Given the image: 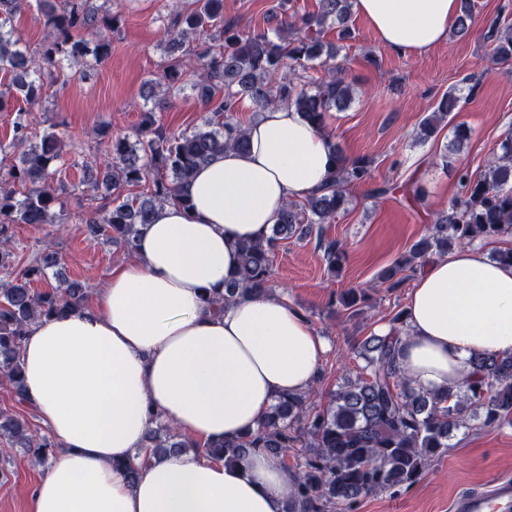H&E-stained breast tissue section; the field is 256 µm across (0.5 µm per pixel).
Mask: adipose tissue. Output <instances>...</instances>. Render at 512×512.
Masks as SVG:
<instances>
[{"instance_id":"obj_1","label":"adipose tissue","mask_w":512,"mask_h":512,"mask_svg":"<svg viewBox=\"0 0 512 512\" xmlns=\"http://www.w3.org/2000/svg\"><path fill=\"white\" fill-rule=\"evenodd\" d=\"M380 43L421 56L442 44L460 0H354ZM247 151L225 150L163 205L131 260L92 301L35 322L21 360L25 392L61 446L32 489L30 512H283L295 484L279 459L239 465L180 454L149 458L129 482L119 463L145 444L155 415L211 443L255 429L275 399L308 390L328 351L304 314L260 294L223 312L206 304L264 240L288 202L327 182L333 141L280 104L245 126ZM399 366L442 393L474 374L478 353L512 355V263L462 246L421 268L408 294Z\"/></svg>"}]
</instances>
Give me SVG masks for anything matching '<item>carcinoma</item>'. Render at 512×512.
I'll use <instances>...</instances> for the list:
<instances>
[{"label":"carcinoma","mask_w":512,"mask_h":512,"mask_svg":"<svg viewBox=\"0 0 512 512\" xmlns=\"http://www.w3.org/2000/svg\"><path fill=\"white\" fill-rule=\"evenodd\" d=\"M38 20L48 36L39 52L19 46L11 24L14 15L30 7V0H0V72L13 75V86L27 102L40 99L42 88L60 77L62 61L81 63L88 55L97 64L110 56L112 33L119 28L118 15L94 0H36ZM197 7L169 18L168 48L176 51L157 85L161 95L144 112L137 139L112 135L106 160L82 164L84 184L97 190L100 184L119 189L150 182V194L122 202L110 201L86 219L92 240L124 243L132 248L141 228L152 223L157 210L177 198L179 187L195 170L227 147L248 148L242 125L236 120L242 103L263 112L286 103L302 113L319 130L327 129L331 112L344 111L353 95L352 84L336 59L340 46L327 40L337 29V40L355 38L350 20L353 0H319L318 11L302 17L287 14L271 31L243 33L224 20V0H195ZM472 26V9L462 0L451 33L465 37ZM94 38L89 45L85 36ZM492 58L512 60V25L501 26L494 18L485 33ZM325 76L307 86L314 65ZM202 111L201 125L189 133L171 136L155 125L154 109L164 108L176 97L187 77ZM456 89L444 93L433 111L419 122L415 141L425 144L442 129H452L445 165L454 167L458 194L448 207L432 214L426 233L407 252L377 274V283L390 291L402 287L408 274L429 260L479 241L512 235V135L503 139L479 173L456 164L455 155L470 138L463 123H453L462 109ZM31 111L19 114L14 124V145L22 149V166H11L0 176V268L11 265L13 224H52L63 187L53 185V167L63 158L66 132H51L31 142L27 133ZM373 159L348 156L334 150V164L326 187L302 202H289L264 241L237 247L238 267L224 293L207 302L217 310L237 299L269 291L274 249L281 240L309 235L314 226L331 224L352 205L349 187L372 178ZM29 185L16 198L9 182ZM328 272L336 274L346 261V250L336 240L319 239ZM60 264L56 253L35 260L13 279L0 281V379L20 404L26 403L21 348L36 320L59 316L85 303L84 288L71 282L60 288L37 291L32 285L48 278L47 269ZM363 291L350 288L336 304L350 316L362 311ZM404 312L391 319L386 335L371 333L358 346L356 356L365 362L362 372L347 379L320 409L310 402L311 392L280 396L258 427L243 436L221 439L206 446L188 441L168 421L157 417L148 432L149 448L156 457L191 448L199 455L230 464L242 463L263 450L288 466L296 475L293 498L283 512H345L362 497L387 488L418 481L425 469L449 448L453 431L470 420L484 425H512V356L478 353L475 378L458 391L442 394L415 389L402 375L398 358ZM19 444L37 462L54 455L58 445L48 436L30 433L27 422L0 413V439Z\"/></svg>","instance_id":"1"}]
</instances>
